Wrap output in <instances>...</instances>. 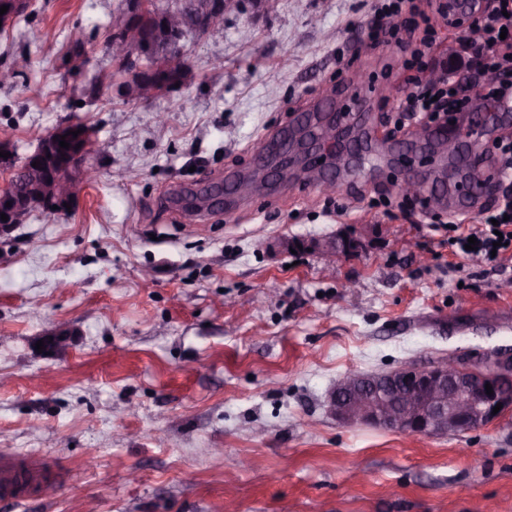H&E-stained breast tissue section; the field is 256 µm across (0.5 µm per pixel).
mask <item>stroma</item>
I'll return each instance as SVG.
<instances>
[{
	"label": "stroma",
	"mask_w": 512,
	"mask_h": 512,
	"mask_svg": "<svg viewBox=\"0 0 512 512\" xmlns=\"http://www.w3.org/2000/svg\"><path fill=\"white\" fill-rule=\"evenodd\" d=\"M376 2L243 0L186 35L187 79L145 103L105 52L119 0H29L0 29V68L29 61L0 88V141L21 158L81 121L98 172L0 241V456L47 462L56 487L0 512H512V409L447 435L329 411L346 373L512 350V260L455 255L424 214L379 204L406 178L468 207L444 154L410 136L404 163L337 164L335 195L300 174L212 220L180 198L329 100L383 131L409 72L364 44ZM58 329L65 352L39 353Z\"/></svg>",
	"instance_id": "1"
}]
</instances>
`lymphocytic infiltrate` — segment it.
I'll list each match as a JSON object with an SVG mask.
<instances>
[{
  "mask_svg": "<svg viewBox=\"0 0 512 512\" xmlns=\"http://www.w3.org/2000/svg\"><path fill=\"white\" fill-rule=\"evenodd\" d=\"M383 0L367 28L371 49L395 48L407 69L424 70L425 57L435 39L434 24L454 31L462 54L442 64L439 74L422 81L407 79L408 91L400 99L393 122L395 131L415 127L444 126L452 113L473 112L480 102L512 99V0ZM488 186L476 184L475 203L480 222L465 227L458 216L448 222V245L456 253H468L483 262L504 260L512 252V196L491 207L483 195Z\"/></svg>",
  "mask_w": 512,
  "mask_h": 512,
  "instance_id": "lymphocytic-infiltrate-1",
  "label": "lymphocytic infiltrate"
}]
</instances>
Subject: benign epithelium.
Masks as SVG:
<instances>
[{
    "instance_id": "7a95c632",
    "label": "benign epithelium",
    "mask_w": 512,
    "mask_h": 512,
    "mask_svg": "<svg viewBox=\"0 0 512 512\" xmlns=\"http://www.w3.org/2000/svg\"><path fill=\"white\" fill-rule=\"evenodd\" d=\"M238 0H180L168 8H153L154 26L144 30L139 19L147 13L145 0H125L122 10L112 20V41L109 52L126 73L119 84L121 95L128 101L145 102L157 91L156 84L146 81L154 73H183L185 70L182 40L187 32L212 34L218 31L217 21ZM8 11L0 16L4 26L27 7V0H0ZM72 123L56 126L45 135L35 149L20 161L0 157V166L12 171L6 186L0 188V238L9 235L32 213L47 217L55 213L53 206L72 203L80 185L90 183L95 171L84 165V156L92 139L91 130L81 126L82 133L73 139ZM66 140L70 148L59 146ZM39 166H33L34 162ZM484 370L493 376L512 375V352L494 351L477 362L466 356L442 359L428 367L407 366L393 372L405 386L395 398L375 383L357 387L360 377L348 373L333 389L330 409L339 421L382 427L387 423L415 435L439 434L455 425L468 427L475 418L492 421L497 418L493 408L503 403L498 385L493 394L486 389L475 391L471 375Z\"/></svg>"
}]
</instances>
